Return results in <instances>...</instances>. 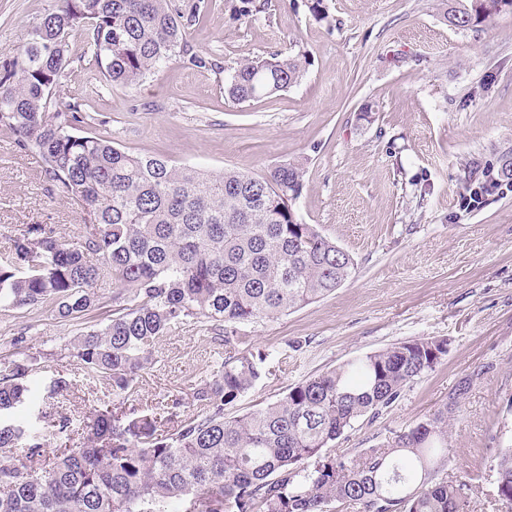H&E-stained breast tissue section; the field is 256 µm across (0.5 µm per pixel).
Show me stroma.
<instances>
[{
    "label": "stroma",
    "mask_w": 512,
    "mask_h": 512,
    "mask_svg": "<svg viewBox=\"0 0 512 512\" xmlns=\"http://www.w3.org/2000/svg\"><path fill=\"white\" fill-rule=\"evenodd\" d=\"M208 0L190 30L219 72L170 62L137 87L104 86L85 107L97 136L178 166L259 175L306 159L295 207L303 222L348 251L354 276L328 296L275 319L241 326L247 348L266 352L265 375L235 405L242 415L289 387L367 353L419 337L448 341L435 372L378 418L356 421L334 444L356 454L414 427L474 376L448 435V471L470 486L473 512H501L496 449L512 446V191L479 209L459 206L473 163L512 146V13L478 28L448 25L446 0ZM51 0H0V60L23 48ZM297 53L301 81L237 103L224 91L238 65ZM491 80L475 99L473 85ZM37 155L0 130V253L34 224L61 237L83 223L63 194L48 195ZM71 322L42 306L0 308V363L30 355L31 398L18 411L37 428L67 419L52 445L78 446L103 406L98 384L65 345ZM211 325L192 320L165 337L129 403L156 414L177 397L192 412L191 382L222 355ZM70 388L51 395L57 378Z\"/></svg>",
    "instance_id": "stroma-1"
}]
</instances>
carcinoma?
<instances>
[{"label":"carcinoma","instance_id":"obj_1","mask_svg":"<svg viewBox=\"0 0 512 512\" xmlns=\"http://www.w3.org/2000/svg\"><path fill=\"white\" fill-rule=\"evenodd\" d=\"M465 0L446 12L459 30L505 11L502 2ZM205 0H53L30 41L0 64V129L37 154L47 191L67 195L85 215L73 240L48 224L14 237L0 254V307L45 305L63 319L100 308L104 262L120 307L100 328L78 331L68 350L80 368L124 405L163 338L191 319L215 323L225 357L196 382V411L172 403L173 433L157 417L97 410L82 445L46 455L47 434L11 417L29 392L30 359L0 369V512H470L466 482L448 474V431L474 385L463 378L442 407L412 429L354 455L332 443L362 417L374 419L434 371L448 340L395 343L312 375L265 408L228 416L265 373L268 354L242 352L239 327L274 319L341 287L355 260L298 215L303 162L261 176L212 173L135 155L85 128L90 116L64 104L65 72L89 65L96 86L134 87L170 60L221 71L194 51L190 29ZM84 37L72 57L70 39ZM306 69L302 55L234 69L225 90L238 102L285 91ZM484 200L512 183V149L475 174ZM497 497L512 512V448L492 455Z\"/></svg>","mask_w":512,"mask_h":512}]
</instances>
